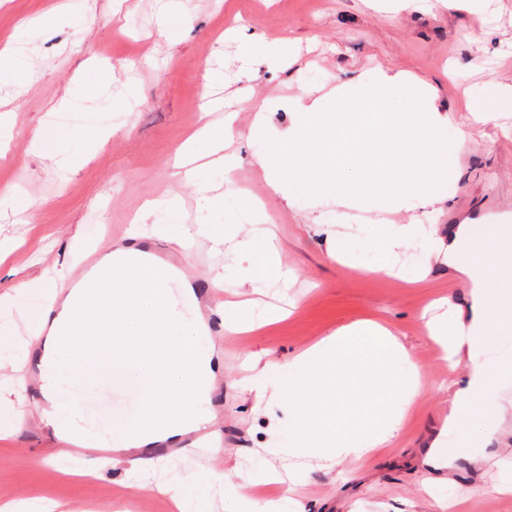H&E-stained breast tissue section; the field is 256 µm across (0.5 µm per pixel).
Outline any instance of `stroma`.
I'll list each match as a JSON object with an SVG mask.
<instances>
[{"label": "stroma", "mask_w": 512, "mask_h": 512, "mask_svg": "<svg viewBox=\"0 0 512 512\" xmlns=\"http://www.w3.org/2000/svg\"><path fill=\"white\" fill-rule=\"evenodd\" d=\"M186 19L178 33L156 21L162 0H5L0 5V114H9L11 139L0 147V197L22 193L26 205L0 207V240L16 248L0 255V295L17 278L40 280L20 298L13 329L30 325L44 310V288L59 289L77 257L75 237L101 245L103 224L137 218L152 234L148 199L167 196L183 202L186 223H194L193 187L174 176L177 149L203 124L235 155L230 173L214 170L219 192H241L260 206L256 222H242L238 237L219 243L221 258L203 266L182 250L179 234L161 238L178 253L204 294L213 279L234 271L238 277L225 300L291 305L284 320L242 334L209 338L223 343L211 409V429L221 441L203 512H224L227 486L248 472L284 474L285 482L264 485L259 498L288 496L305 512H512V491L487 498L499 485L502 461L512 462V338L492 347L499 369L493 396L500 412L483 397L455 401V385L470 363L468 342L452 360L431 339L428 322L447 316L460 326L471 321L472 276L448 258L449 249L467 250L473 226L512 224V114L498 122L475 123L467 101L485 83L512 87V0H415L403 10L384 0H179ZM263 35L281 49L282 61L243 66L247 37ZM403 70L429 83L448 122V186L440 202L415 199L399 211L378 206L346 208L338 224L314 218L332 209L320 196L285 200L272 194L255 161L264 136L287 131L292 105L303 89L319 86L324 74L336 83L370 80L377 67ZM113 80L100 81L101 69ZM224 75L225 84L206 89L205 77ZM267 98L282 109L258 112ZM54 140L49 151L36 148L44 130ZM111 137L97 142L101 130ZM387 218L405 238L397 249V276L374 273L363 241L371 220ZM261 230L275 237L287 281H261L247 274L251 254L243 238ZM435 233L439 244L421 253V237ZM357 249L356 262L330 257L338 241ZM364 320L389 327L420 367L424 389L408 410L396 437L370 456L338 465L311 460L287 474L285 460L269 447L291 442L288 409L275 398L256 401L246 387L251 372L243 364L254 354L259 365L281 362ZM41 395L27 385L10 411L22 428L0 434V501L45 496L68 512H86L113 496L132 500L137 512H169L154 490L178 475L194 482L201 469L191 448L174 446L161 471L135 466L138 451L119 466L99 463L98 453L78 452L57 441L39 420ZM460 434L490 424L480 448L460 453L452 467H430L426 458L446 447L449 417ZM91 471L85 483L62 477L61 461Z\"/></svg>", "instance_id": "35a3bbf8"}]
</instances>
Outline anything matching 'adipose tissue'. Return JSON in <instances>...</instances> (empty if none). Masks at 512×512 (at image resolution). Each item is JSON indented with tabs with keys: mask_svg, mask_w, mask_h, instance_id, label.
<instances>
[{
	"mask_svg": "<svg viewBox=\"0 0 512 512\" xmlns=\"http://www.w3.org/2000/svg\"><path fill=\"white\" fill-rule=\"evenodd\" d=\"M512 238V225H499L487 239L453 260L472 271L473 319L469 330L452 323L434 325L433 339L454 354L460 336L470 346L469 376L461 397L489 394L498 368L486 354L499 335L512 330V252L501 243ZM116 264L105 265L89 287L70 292L54 321L34 319L33 334L42 337L40 372L44 380L65 384L74 376L105 380L115 376L146 382L142 415L136 425L121 428L119 448L140 445L139 431H155L157 439L185 433L200 418L215 373L196 325L171 299L157 269L137 262L133 250H117ZM267 475L245 477L230 493L226 512H288V499L254 498L255 486Z\"/></svg>",
	"mask_w": 512,
	"mask_h": 512,
	"instance_id": "obj_1",
	"label": "adipose tissue"
}]
</instances>
